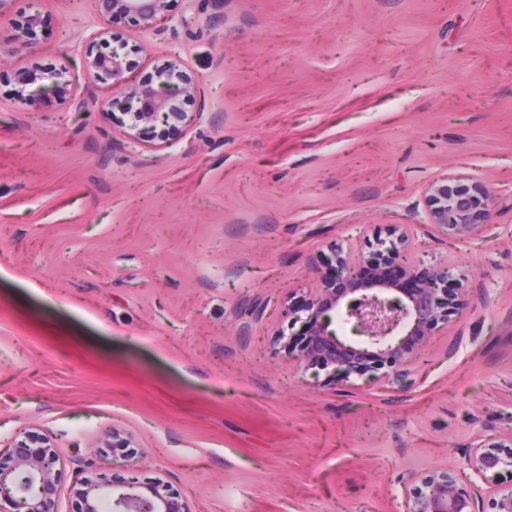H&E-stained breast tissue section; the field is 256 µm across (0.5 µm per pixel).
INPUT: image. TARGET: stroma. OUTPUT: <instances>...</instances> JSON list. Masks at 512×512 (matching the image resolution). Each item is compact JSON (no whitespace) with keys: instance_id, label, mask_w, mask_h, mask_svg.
Listing matches in <instances>:
<instances>
[{"instance_id":"stroma-1","label":"stroma","mask_w":512,"mask_h":512,"mask_svg":"<svg viewBox=\"0 0 512 512\" xmlns=\"http://www.w3.org/2000/svg\"><path fill=\"white\" fill-rule=\"evenodd\" d=\"M40 13L44 35L15 42ZM128 40L136 74L178 60L187 125L136 143L95 106L18 99L29 68L81 54L94 0H14L0 19V441L57 446L56 512L99 438L115 482L163 481L191 512H405L411 475L512 435V0H174ZM485 184L489 217L430 223L442 178ZM406 227L490 305L451 316L404 391H344L276 354L298 335L334 245ZM265 311L249 318L253 304ZM98 448H112V458L109 461L107 457L100 458V464L112 465V469L114 467H122L127 466V462L129 461L128 457L119 451V448H127L126 441L121 436L119 431L112 430V433L108 434L102 441L101 445Z\"/></svg>"}]
</instances>
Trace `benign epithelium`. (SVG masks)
Here are the masks:
<instances>
[{
	"label": "benign epithelium",
	"mask_w": 512,
	"mask_h": 512,
	"mask_svg": "<svg viewBox=\"0 0 512 512\" xmlns=\"http://www.w3.org/2000/svg\"><path fill=\"white\" fill-rule=\"evenodd\" d=\"M172 0H95L98 15L110 22L120 18L142 31L155 30L167 22ZM41 18L34 14L19 30L16 40L31 43L37 39ZM88 83L112 81L114 91L122 94L124 112L120 125L134 141L163 137L171 128L187 121L181 111L180 98L192 97L195 83L169 62L156 68L151 78L130 80L131 64L122 34L108 26L93 33L83 57ZM51 81L50 89L58 101H72L68 68L64 65L44 69L39 66L26 72L19 98L26 87L43 80ZM427 212L432 224L448 236H470L479 218L490 214L493 194L479 182H432L426 192ZM409 238L395 229L386 237L377 236L366 260L352 259L340 249L334 250L336 273L344 277V288L324 286L307 305V336L312 350L293 349L292 337L275 333L274 345L288 360H296L327 371V378L349 380L356 376L375 377L393 388L404 391L411 385L412 366L419 348L443 324L454 310L464 305L487 307L489 299L479 288H465L453 279L449 266L435 269L418 288H402L385 275L383 267L370 270V262L381 256L394 260L405 277L417 276L408 260ZM353 324L355 335L364 342L351 344L336 331V316ZM405 330L398 337L399 330ZM101 447L112 449V458L100 464L122 467L128 457L120 452L126 441L114 430ZM0 512H54L59 496L58 456L50 439L33 431L17 433L0 448ZM469 464L483 479L494 481L509 476V485L491 492L492 512H512V437L508 442L482 439L472 448ZM414 487L407 496L406 512H484V499L475 489L459 483L450 467L439 468L411 478ZM70 494L79 499L81 512H102L106 501H112V512H189L188 506L172 497L159 481H129L121 485L109 483L106 477L93 476L86 470L75 473Z\"/></svg>",
	"instance_id": "7a95c632"
}]
</instances>
